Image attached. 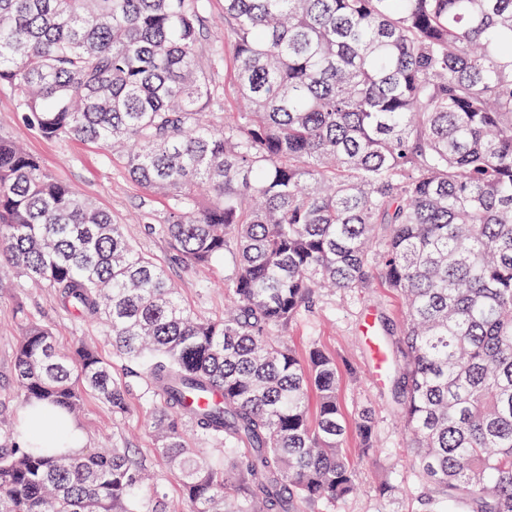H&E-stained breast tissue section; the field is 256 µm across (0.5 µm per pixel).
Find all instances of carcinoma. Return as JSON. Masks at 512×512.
I'll list each match as a JSON object with an SVG mask.
<instances>
[{
    "mask_svg": "<svg viewBox=\"0 0 512 512\" xmlns=\"http://www.w3.org/2000/svg\"><path fill=\"white\" fill-rule=\"evenodd\" d=\"M0 0V85L47 138L99 144L167 201L187 264L222 261L203 319L112 216L0 137V244L136 365L189 512H318L356 493L336 360L285 332L323 289L378 282L412 512H512V0ZM224 71L227 91L215 80ZM225 101L224 116L214 107ZM28 447L0 445V512H138L127 448L69 451L82 392L126 386L26 323ZM211 447L189 446L182 426ZM362 452L373 412L354 422ZM214 45L224 48V0H209L207 22L199 52L204 54Z\"/></svg>",
    "mask_w": 512,
    "mask_h": 512,
    "instance_id": "cac0c4a2",
    "label": "carcinoma"
}]
</instances>
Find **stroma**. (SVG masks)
<instances>
[{
    "instance_id": "1",
    "label": "stroma",
    "mask_w": 512,
    "mask_h": 512,
    "mask_svg": "<svg viewBox=\"0 0 512 512\" xmlns=\"http://www.w3.org/2000/svg\"><path fill=\"white\" fill-rule=\"evenodd\" d=\"M0 136L19 141L38 158L43 170L66 182L111 213L124 225L133 245L161 266L169 276L182 304L197 316L218 319L224 315L227 297L224 281L227 267L213 264L195 267L178 261L164 235L148 230L144 215L162 218L166 202L133 180L118 157L100 145L74 139L47 138L27 126L13 90L0 85ZM386 320L391 328L401 326L400 298L377 285L346 293L326 294L315 307L302 313L289 327L287 339L297 352L318 345L335 358L338 389L347 421L370 408L374 414L378 446L362 454L355 433H348L345 452L356 470L360 491L337 501L331 512H410L408 496H385L387 483L407 484L411 468L404 455L397 394L392 382L373 377V352L365 344L366 318ZM47 326L60 349L72 350L80 343L94 344L112 366V376L130 383L133 365L118 357L104 325L79 324L57 302L52 289L32 284L26 277L6 270L0 256V439L16 425L24 409L15 382V353L24 319ZM149 403L141 388L132 387L124 411L116 412L96 395L87 394L75 423L90 448H127L143 459L160 486L167 512H186L181 483L156 452L157 441L148 421Z\"/></svg>"
}]
</instances>
